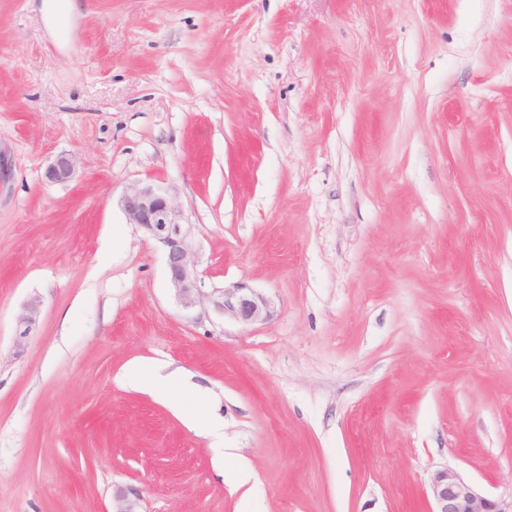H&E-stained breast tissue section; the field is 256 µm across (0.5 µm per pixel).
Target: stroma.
<instances>
[{
  "label": "stroma",
  "instance_id": "stroma-1",
  "mask_svg": "<svg viewBox=\"0 0 512 512\" xmlns=\"http://www.w3.org/2000/svg\"><path fill=\"white\" fill-rule=\"evenodd\" d=\"M52 2L0 0V512H427L446 466L511 492L512 0ZM136 182L270 320L181 309ZM75 166V157L59 155L47 166L45 177L51 183H64L73 177ZM41 302L38 297L28 300L16 317V341L20 345L34 331L40 313ZM127 378L130 382L142 385L160 396H166L184 385L178 373L162 374L161 368L155 365H132L128 370Z\"/></svg>",
  "mask_w": 512,
  "mask_h": 512
}]
</instances>
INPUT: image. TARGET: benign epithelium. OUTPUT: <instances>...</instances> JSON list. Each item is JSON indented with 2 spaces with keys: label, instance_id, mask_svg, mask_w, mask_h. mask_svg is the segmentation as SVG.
I'll return each instance as SVG.
<instances>
[{
  "label": "benign epithelium",
  "instance_id": "7a95c632",
  "mask_svg": "<svg viewBox=\"0 0 512 512\" xmlns=\"http://www.w3.org/2000/svg\"><path fill=\"white\" fill-rule=\"evenodd\" d=\"M76 159L59 155L46 168L51 183H64L75 173ZM127 223L153 240L161 249L170 289L176 302L186 311L209 303L213 313L241 325L268 321L273 302L244 282L207 292L197 271L194 225L166 189L154 184L134 183L121 196ZM41 302L28 300L16 317V341L23 343L34 331ZM430 512H512V493L492 497L448 466L430 477Z\"/></svg>",
  "mask_w": 512,
  "mask_h": 512
}]
</instances>
